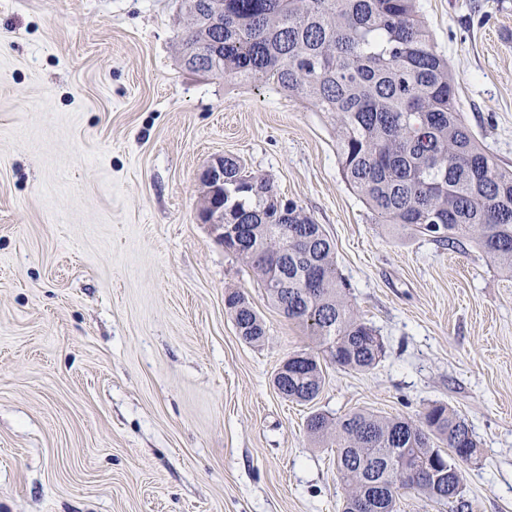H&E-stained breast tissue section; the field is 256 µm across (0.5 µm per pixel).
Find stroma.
<instances>
[{"label": "stroma", "instance_id": "stroma-1", "mask_svg": "<svg viewBox=\"0 0 512 512\" xmlns=\"http://www.w3.org/2000/svg\"><path fill=\"white\" fill-rule=\"evenodd\" d=\"M465 123L512 165V0H418ZM179 0H0V512H342L308 418L474 428L472 512H512V277L474 242L389 230L306 101L188 70ZM219 156L324 228L370 370L324 363L310 403L273 377L313 342L198 218ZM266 325L244 342L226 308ZM225 305L233 316L239 335L246 342L261 345L266 340V328L245 296L239 291L228 292Z\"/></svg>", "mask_w": 512, "mask_h": 512}]
</instances>
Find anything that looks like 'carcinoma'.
<instances>
[{"instance_id":"obj_1","label":"carcinoma","mask_w":512,"mask_h":512,"mask_svg":"<svg viewBox=\"0 0 512 512\" xmlns=\"http://www.w3.org/2000/svg\"><path fill=\"white\" fill-rule=\"evenodd\" d=\"M181 10L187 69L272 85L336 120L343 177L378 223L426 234L446 249L472 239L512 275V168L486 154L461 118L448 59L437 52L417 0H181ZM224 215L249 228L242 246L225 252L246 262L272 303L319 347L287 358L284 398H317L321 352L345 370L373 368L382 341L350 303L322 226L229 156ZM225 305L243 340L265 342L264 322L243 294L227 293ZM306 429L336 447L348 502L379 481L388 490L374 512H399L406 479L389 466L399 458L441 474L420 476L412 490L448 512L470 508L456 488L464 467L479 461V443L446 405L417 420L366 410L336 420L316 413Z\"/></svg>"}]
</instances>
